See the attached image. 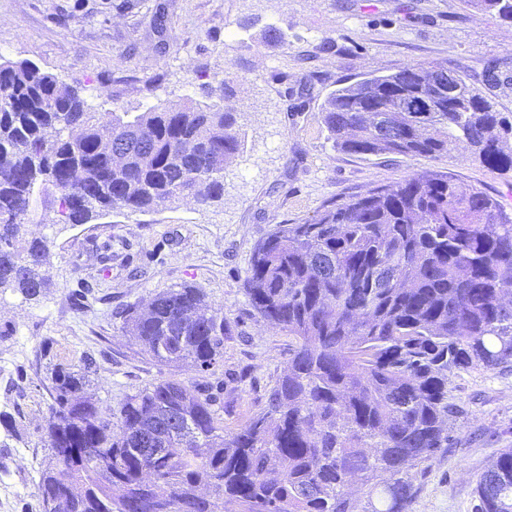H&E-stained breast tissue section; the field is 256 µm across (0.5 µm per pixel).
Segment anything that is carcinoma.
I'll return each mask as SVG.
<instances>
[{"label": "carcinoma", "mask_w": 512, "mask_h": 512, "mask_svg": "<svg viewBox=\"0 0 512 512\" xmlns=\"http://www.w3.org/2000/svg\"><path fill=\"white\" fill-rule=\"evenodd\" d=\"M512 21V0H468ZM432 63L342 83L322 105L335 148L402 157L461 149L512 170V114L498 112L454 71L438 90ZM240 110L199 104L112 113L85 109L72 87L27 61L0 60V290L34 297L46 239L23 236L37 199L58 224L114 210L146 212L224 193L243 152ZM253 309L294 339L267 408L226 437L221 393L162 379L118 408L85 396L93 361L51 372L52 455L39 499L57 512H408L406 466L451 442L461 408L452 371H512V217L446 174H413L311 221L278 224L255 248L244 281ZM125 328L163 365L205 371L224 348V318L192 286L128 310ZM155 434L153 457L139 435ZM112 456L97 472L86 449ZM70 452L61 473L58 454ZM372 483L367 502L348 489ZM208 482L212 496L197 486ZM474 512H512V448L476 487Z\"/></svg>", "instance_id": "obj_1"}]
</instances>
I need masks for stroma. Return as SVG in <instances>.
Listing matches in <instances>:
<instances>
[{
  "instance_id": "35a3bbf8",
  "label": "stroma",
  "mask_w": 512,
  "mask_h": 512,
  "mask_svg": "<svg viewBox=\"0 0 512 512\" xmlns=\"http://www.w3.org/2000/svg\"><path fill=\"white\" fill-rule=\"evenodd\" d=\"M270 24L286 49L263 44ZM0 55L54 74L106 119L158 104L220 107L230 85L245 137L223 195L208 203L180 199L86 224L35 211L27 230L47 240L46 286L33 299L0 293V417L12 423L0 427V512H40L54 368L93 359L87 392L115 406L165 378L223 383L228 434L264 409L293 340L263 323L244 279L276 225L422 172L480 188L512 215V170L468 155H350L322 122L336 85L427 62L463 71L512 113V22L475 15L467 0H0ZM184 285L224 316V353L205 373L160 365L122 330L128 308ZM448 390L463 415L450 448L408 469L409 512H473L478 480L512 448V371H455Z\"/></svg>"
}]
</instances>
